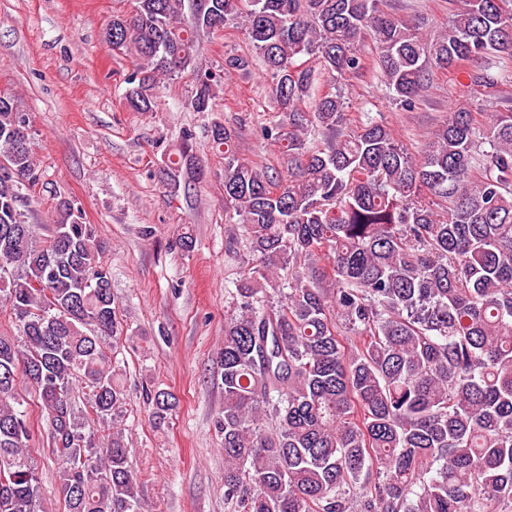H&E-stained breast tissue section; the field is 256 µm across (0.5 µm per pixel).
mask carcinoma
I'll return each instance as SVG.
<instances>
[{
  "label": "carcinoma",
  "instance_id": "obj_1",
  "mask_svg": "<svg viewBox=\"0 0 512 512\" xmlns=\"http://www.w3.org/2000/svg\"><path fill=\"white\" fill-rule=\"evenodd\" d=\"M506 0H464L448 33L424 34L384 0H135L104 32L135 58L124 105L153 112L167 79L190 69L194 112L213 111L198 36L241 25L280 119L264 128L288 174L224 149L226 247L243 257L218 351L229 512H512V103L482 131L463 108L417 156L384 121L348 129L340 92L367 70L412 107L432 68L512 57ZM250 58H224V74ZM328 135L307 147L309 128ZM32 125L0 94V512H44L28 457L34 430L19 379L41 402L66 512H142L122 428L127 394L112 275L95 228L57 196L36 232L24 207L42 184ZM483 136L490 150L481 149ZM165 164L173 196L202 165L185 129ZM163 425L176 407L146 393ZM102 425L109 433L97 437Z\"/></svg>",
  "mask_w": 512,
  "mask_h": 512
}]
</instances>
